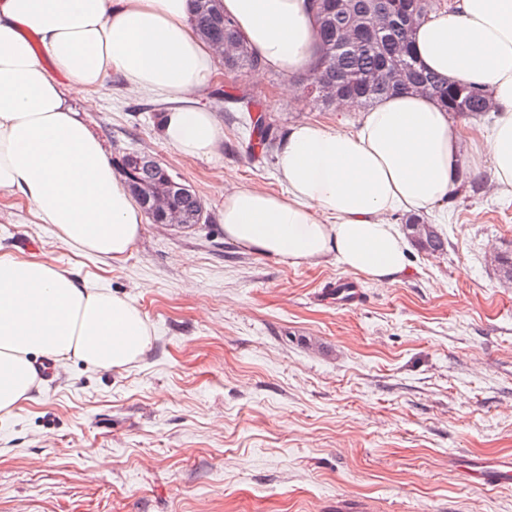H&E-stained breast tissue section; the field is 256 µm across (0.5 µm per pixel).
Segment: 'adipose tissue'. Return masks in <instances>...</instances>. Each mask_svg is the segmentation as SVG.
I'll return each mask as SVG.
<instances>
[{
	"mask_svg": "<svg viewBox=\"0 0 512 512\" xmlns=\"http://www.w3.org/2000/svg\"><path fill=\"white\" fill-rule=\"evenodd\" d=\"M222 5L293 96V76L317 50L315 0ZM413 47L424 69L489 94L498 112L491 134L464 138L441 104L415 92L371 106L354 132L296 122L276 156L284 192L225 194L226 239L296 266L333 257L385 286L406 271L410 251L390 215L442 204L486 158L487 190L512 193V0H455L416 24ZM216 65L191 0H0V196L26 201L64 243L124 258L144 211L70 102H93L122 75L133 91L175 100L160 122L168 146L210 159L224 126L198 98ZM150 344L134 299L81 284L49 261L0 255V418L31 398L38 359L112 372Z\"/></svg>",
	"mask_w": 512,
	"mask_h": 512,
	"instance_id": "1",
	"label": "adipose tissue"
}]
</instances>
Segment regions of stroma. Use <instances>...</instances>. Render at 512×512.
<instances>
[{"label": "stroma", "mask_w": 512, "mask_h": 512, "mask_svg": "<svg viewBox=\"0 0 512 512\" xmlns=\"http://www.w3.org/2000/svg\"><path fill=\"white\" fill-rule=\"evenodd\" d=\"M249 87L281 131L355 129L280 92L274 73L216 75L200 103L224 125L210 159L158 130L167 100L112 75L75 109L113 159L141 152L200 198L201 224L145 222L122 260L62 242L30 206L0 200V254L57 264L135 299L151 329L135 365L70 361L0 419V512H512V486L471 482L462 459H512V197L456 188L425 213L443 253L411 249L380 287L335 258L294 266L224 238V195L283 190L273 159L222 92ZM339 282L358 288L338 305Z\"/></svg>", "instance_id": "1"}]
</instances>
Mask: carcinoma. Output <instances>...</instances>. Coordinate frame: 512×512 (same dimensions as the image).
Instances as JSON below:
<instances>
[{
    "mask_svg": "<svg viewBox=\"0 0 512 512\" xmlns=\"http://www.w3.org/2000/svg\"><path fill=\"white\" fill-rule=\"evenodd\" d=\"M440 6L441 0H343L339 6L336 0H320L315 19L320 47L310 82L303 87V96L320 109L332 107L335 97L309 93L312 85H327L366 108L396 92L419 91L437 98L454 116L486 113L488 98L483 90L427 73L417 62L412 49L415 25ZM382 11L391 17L387 29L381 33L367 30L373 16ZM193 18L195 29L205 42L224 39L238 47L237 52L222 60L224 69L230 72L261 70L260 56L241 39L218 0H193ZM351 27L365 31V35L354 42H341L343 31ZM395 63L409 72L408 81L395 83L384 79V69ZM234 100L242 104L240 120L255 135L261 153L269 155L280 138L279 126L260 99L248 89H241ZM129 159L128 155L123 158L118 171L130 189H146L163 180L161 171L149 164L143 163L127 171ZM174 206L184 223H198L197 214L202 204L195 193L175 194ZM406 229L421 250L433 254L446 249V239L424 221L411 218Z\"/></svg>",
    "mask_w": 512,
    "mask_h": 512,
    "instance_id": "cac0c4a2",
    "label": "carcinoma"
}]
</instances>
